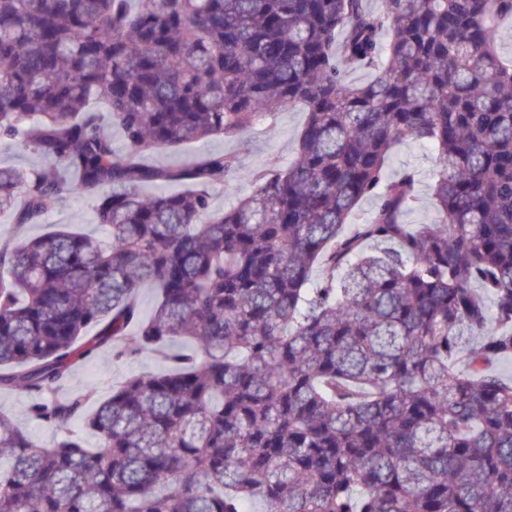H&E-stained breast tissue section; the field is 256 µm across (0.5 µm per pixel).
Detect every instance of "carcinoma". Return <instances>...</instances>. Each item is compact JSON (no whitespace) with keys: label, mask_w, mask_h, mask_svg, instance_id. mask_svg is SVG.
<instances>
[{"label":"carcinoma","mask_w":512,"mask_h":512,"mask_svg":"<svg viewBox=\"0 0 512 512\" xmlns=\"http://www.w3.org/2000/svg\"><path fill=\"white\" fill-rule=\"evenodd\" d=\"M500 17L512 0H0V140L43 160L0 164V213L37 224L78 190L108 235L0 230V390L101 440L46 446L0 413V512H512ZM287 103L307 112L294 161L226 209L210 189L236 156L143 161ZM405 137L439 158L437 218L414 227L415 173H386ZM171 182L190 189L140 193ZM181 341L165 372L58 397L103 348Z\"/></svg>","instance_id":"carcinoma-1"}]
</instances>
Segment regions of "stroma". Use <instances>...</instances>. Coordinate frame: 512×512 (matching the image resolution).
Listing matches in <instances>:
<instances>
[{
	"label": "stroma",
	"mask_w": 512,
	"mask_h": 512,
	"mask_svg": "<svg viewBox=\"0 0 512 512\" xmlns=\"http://www.w3.org/2000/svg\"><path fill=\"white\" fill-rule=\"evenodd\" d=\"M304 108L298 104L282 107L277 114L257 120L251 128L237 138L212 137L188 148L174 150H150L144 159L148 164L162 167H182L208 154H233L239 160L238 168L230 175L233 193H225L223 187L211 191L212 203L217 208H227L236 197L251 194L255 178L271 163L287 165L294 156L298 145L299 132L306 121ZM438 167L435 153L417 144L405 141L396 146L390 156L387 173L396 177L402 171L415 172L419 181L418 196L404 215L408 224H424L435 217L431 197V184ZM92 204L89 196L74 192L56 202L44 217L43 223L30 224L26 235L42 233L48 224H77L86 232L99 234L100 229L92 222ZM168 362L159 354H141L133 357H116L111 350L100 351L95 357L77 366L71 377L64 383L63 392L83 384L95 385L100 393H108L112 386L128 378L146 373L166 370ZM30 399L20 392L0 391V412L11 417L24 427L35 440L49 444L59 438L55 428L34 420L29 414Z\"/></svg>",
	"instance_id": "35a3bbf8"
}]
</instances>
